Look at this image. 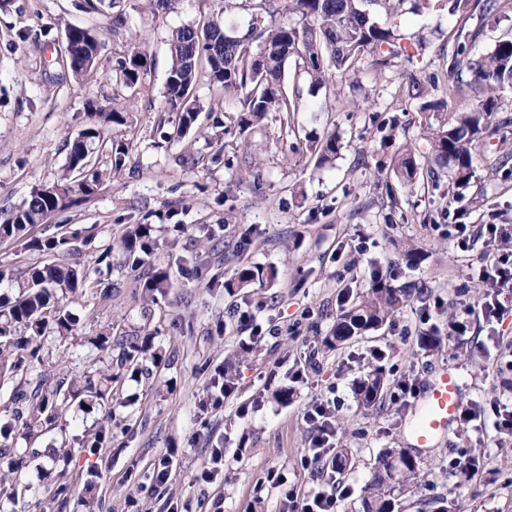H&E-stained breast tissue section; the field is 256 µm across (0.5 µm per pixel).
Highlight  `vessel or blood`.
I'll return each mask as SVG.
<instances>
[{"instance_id": "b4317fda", "label": "vessel or blood", "mask_w": 512, "mask_h": 512, "mask_svg": "<svg viewBox=\"0 0 512 512\" xmlns=\"http://www.w3.org/2000/svg\"><path fill=\"white\" fill-rule=\"evenodd\" d=\"M461 407L455 375L446 369L437 372L423 393L422 412L413 428V447L430 448L449 435Z\"/></svg>"}]
</instances>
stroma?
Segmentation results:
<instances>
[{"label":"stroma","mask_w":512,"mask_h":512,"mask_svg":"<svg viewBox=\"0 0 512 512\" xmlns=\"http://www.w3.org/2000/svg\"><path fill=\"white\" fill-rule=\"evenodd\" d=\"M83 2L0 0V211L18 206L33 185L59 177L69 139L88 123L89 103L108 101L126 113L125 125L104 130L106 140L128 144L125 168L112 173L108 155L100 154L102 187L52 218L79 233L72 259L92 270L83 294L66 301L77 327L42 341L40 364L19 386L48 392L62 380H95L107 371L121 372L122 381L104 406L89 411L71 400L66 426L18 439L33 453L26 481L65 487L59 497L25 503L22 512H84L88 497L98 512H162L171 493L191 512H280L269 469L284 472L300 491L315 482L301 464L311 437L303 414L315 397L335 402L336 445L349 453L336 474L351 487L340 512H364L377 458L411 444L419 401H394L398 380L421 388L448 368L465 404L512 402V313L491 325L472 318L466 335H448L455 315L485 294L470 275L483 242L460 250L449 225H512V161L497 165L512 150V92L493 117L495 130L479 142L475 175L457 202L448 200L447 176L423 175L411 188L389 167L399 145L424 156L431 151L419 103L407 96L410 78L426 84L431 99L444 102L443 117H452L460 104L448 99L449 34L461 26L472 35V58L512 40V0H502L494 16H452L441 6L404 14L411 60L333 72L335 97L295 82L293 66H286L284 89L301 106L287 135L276 112L240 131L239 101L200 79L193 93L200 113L178 142L165 138L173 115L162 108L168 32L219 13L245 34L250 0L228 14L221 0H177L160 15L147 0H120L100 14ZM117 16L122 26H114ZM69 25L96 28L104 44L97 66L78 79L59 61ZM135 45L147 49V67L135 86L117 85L112 70ZM329 132L341 149L334 164L321 167L313 147ZM133 224L152 225L157 241L150 264L136 269L112 246ZM353 240L364 243V254L347 250ZM108 246L110 266L95 267ZM411 249L420 256L414 265L406 259ZM52 260L20 242L0 243V295L11 293L27 267ZM243 264L276 276L226 290ZM159 268L167 270L169 286L148 294L144 284ZM375 269L384 270L385 282L410 289L406 305L379 328L328 347L345 297L362 295ZM246 301L258 304V324L277 333L242 354L235 386L223 393L213 386L215 368L242 353L247 334L231 311ZM103 332L112 335L111 349L94 345ZM426 336L434 348L423 347ZM145 343L162 354V366L147 374L121 371L123 347ZM376 368L386 384L365 411L354 386ZM281 391L287 399H278ZM61 446L71 448V457L48 461L46 449ZM215 448L224 451V478L198 491L194 477ZM461 452L483 461L474 478L451 466ZM165 455L168 483L148 493L153 465ZM419 458L424 478L396 497L394 512H442L450 504L461 512H512L511 436H487L459 422Z\"/></svg>","instance_id":"35a3bbf8"}]
</instances>
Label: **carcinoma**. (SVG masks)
<instances>
[{"instance_id":"carcinoma-1","label":"carcinoma","mask_w":512,"mask_h":512,"mask_svg":"<svg viewBox=\"0 0 512 512\" xmlns=\"http://www.w3.org/2000/svg\"><path fill=\"white\" fill-rule=\"evenodd\" d=\"M409 9H403L405 2ZM257 0L256 13L248 31L240 36L224 28V23L211 17L195 25L177 28L168 36L170 66L164 91V108L178 115L167 138L179 141L196 120L199 107L192 100L193 88L202 77L209 84L236 95L249 117L244 127L262 120L266 113H282L281 127L290 128L291 114L299 110L298 102L291 101L282 90L285 66L294 61L297 77L310 85L330 89L337 94L329 69L349 70L358 62L370 59V64L385 68L394 60L411 58L410 35L401 30L399 18L406 11H418L429 0ZM449 12L464 14L476 7L485 15L497 12L500 0H448ZM383 9L384 22H378L373 13ZM301 15L302 24L283 20L278 24H265V16L276 12ZM70 34L66 43L62 66L76 77H82L98 63L103 45L89 28L68 26ZM470 35L464 30L453 33L450 71L454 72L464 62L459 56L465 52ZM139 62L144 68L147 54L143 47L134 46L126 57L117 62L116 80L126 87L138 83L140 73L125 67L126 63ZM464 64L472 73L473 83L464 88L448 85V98L456 99L469 93V104L458 110L455 118L444 122L436 112L440 105L428 100V90L418 84L408 86V96L420 101L425 113L423 126L431 143L434 162L447 170L449 181L461 188L474 177L472 148L491 126V118L499 109L500 93L512 87V40L495 44L483 58ZM89 122L73 141L64 172L52 183L32 186L28 197L14 209L0 216V241L27 238V247L55 256L75 252L76 236L55 225V232L45 237L29 236L32 228L47 223L48 219L94 195L104 181V172L95 164L97 153L110 149L112 168L120 170L125 164L128 147L119 144L108 146L102 130L112 124H124V115L106 105H90ZM340 149L336 134L328 135L321 143L319 162L330 163ZM394 175L413 185L420 175L421 163L414 149L407 144L391 160ZM156 240L149 224H136L119 239L118 247L127 254L134 265H144L152 256ZM273 270L242 266L237 272L238 287L254 280L273 278ZM90 278L88 269L72 262H52L28 269L27 281L19 286L14 298L0 299V379L17 376L28 370L39 359L41 348L38 340L53 327L60 336L72 332L74 319L66 310L58 294H77ZM410 292L394 288L383 280L371 284L365 294L350 308L336 316L330 342L337 346L355 336L381 326L408 301ZM144 349L132 345L123 352L122 360L133 373L140 370ZM117 375L104 373L98 381L80 382L73 379L68 386L58 385L50 394L28 400L25 409L15 414H26V433L42 431L46 425L58 422L61 408L69 398L83 396L89 408L103 403L112 395V384ZM385 386L383 373L374 371L356 386L358 404L365 410L374 408ZM28 449L15 448L10 466L12 492L8 502H0V512H15L18 502L32 491V486L22 481L21 472L26 464ZM396 456L388 454L378 459L366 498V512H392L394 494L400 487H410L422 477L418 460H402L400 471H395Z\"/></svg>"}]
</instances>
